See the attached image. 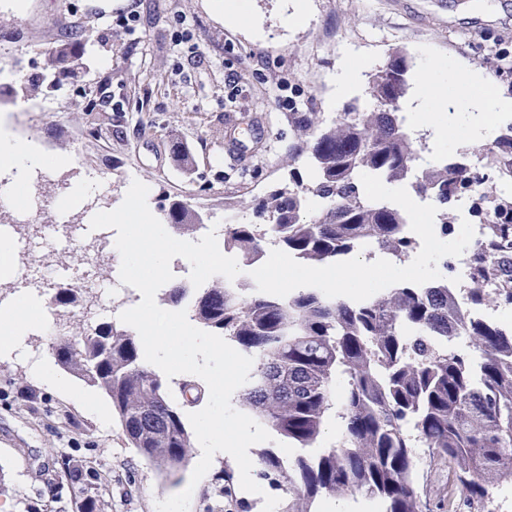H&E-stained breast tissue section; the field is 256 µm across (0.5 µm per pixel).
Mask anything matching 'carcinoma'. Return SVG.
Returning a JSON list of instances; mask_svg holds the SVG:
<instances>
[{
    "mask_svg": "<svg viewBox=\"0 0 512 512\" xmlns=\"http://www.w3.org/2000/svg\"><path fill=\"white\" fill-rule=\"evenodd\" d=\"M46 65L54 78L75 77L83 52L61 44ZM413 68L408 53L394 48L368 75V105L355 99L328 123L316 112L291 113L305 140V170L258 201L259 223L232 225L225 245L249 263L264 255L261 225L276 224L279 250L309 266L341 260L364 241L398 259L417 247L402 232L412 214L366 191L377 180L432 206L434 229L445 237L453 234L448 211L470 201L494 225L487 262L473 261V279H512V200L492 193L452 154L419 165L426 141L414 137L403 113ZM507 150L512 124L484 148L490 157ZM164 223L193 235L200 213L174 200ZM160 292L178 306L188 288L172 282ZM390 294L393 305L382 296L337 298L319 286L246 295L238 282L217 278L188 304L190 321L254 359L241 409L289 447L260 453L261 474L288 500L284 512H312L317 498L339 490L377 498L385 512H431L414 461L418 445L448 463V512L486 502L492 477L512 467V335L486 320L451 321L448 298L434 283L404 281ZM52 351L63 369L105 391L130 444L161 475L188 465L191 433L133 327L103 319L54 337ZM333 407L344 423L340 440L306 454L320 444ZM57 464L47 491L59 512L106 486L77 457Z\"/></svg>",
    "mask_w": 512,
    "mask_h": 512,
    "instance_id": "carcinoma-1",
    "label": "carcinoma"
}]
</instances>
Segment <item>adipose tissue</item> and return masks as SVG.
Masks as SVG:
<instances>
[{
    "mask_svg": "<svg viewBox=\"0 0 512 512\" xmlns=\"http://www.w3.org/2000/svg\"><path fill=\"white\" fill-rule=\"evenodd\" d=\"M420 85L408 105V120L415 126H427L440 146L484 145L493 140L500 121L512 116V98L499 95L481 73H463L444 62L430 61L421 69ZM0 158L6 160L13 173V182H20L34 168H53L57 159L30 149L23 143L0 138ZM395 203L410 211L417 220L422 251L413 265L403 268L409 276L426 271L430 259L440 246L435 240L428 219L415 199L398 189H390ZM387 263L373 260L345 269L329 265L296 269L286 259H272L264 279L279 291L297 289L309 282L343 291L354 285L370 290L381 281Z\"/></svg>",
    "mask_w": 512,
    "mask_h": 512,
    "instance_id": "adipose-tissue-1",
    "label": "adipose tissue"
}]
</instances>
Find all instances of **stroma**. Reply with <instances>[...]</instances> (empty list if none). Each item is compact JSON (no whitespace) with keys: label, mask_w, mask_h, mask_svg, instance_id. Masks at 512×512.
Returning <instances> with one entry per match:
<instances>
[{"label":"stroma","mask_w":512,"mask_h":512,"mask_svg":"<svg viewBox=\"0 0 512 512\" xmlns=\"http://www.w3.org/2000/svg\"><path fill=\"white\" fill-rule=\"evenodd\" d=\"M131 5L140 20L129 32L116 19ZM293 6L250 0L249 18L239 23L219 19L210 0H26L22 10L0 0V82L9 83L13 69L40 84L49 52L65 42L77 43L87 60L78 80L0 97V126L60 159L39 183L42 196L100 180L95 195L59 216L77 226L99 278L111 280L117 262L99 247L90 220L117 208L133 180L148 184L152 214L180 199L207 224L228 215L253 221L258 200L305 163L275 96L333 119L352 99L337 94L334 81L347 51L364 62L361 89L397 46L418 65L431 58L480 71L512 97V73L494 60L512 61V0H309L306 18L288 26ZM236 138L250 151L226 161L224 147ZM177 147L191 156L190 168L176 162ZM59 377L52 387L24 358H0V472L10 482L0 512H56L43 488L64 453L110 475L105 512H156L157 502L188 487L189 512H222L226 501L233 512H262V498L241 490L232 456L213 459L197 485L188 468L163 481L129 444L110 398L68 372Z\"/></svg>","instance_id":"1"}]
</instances>
